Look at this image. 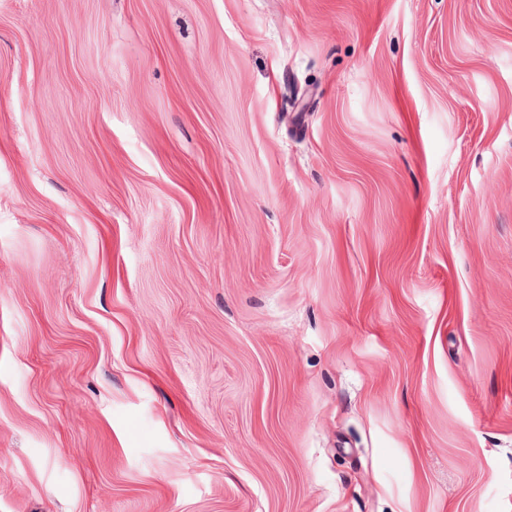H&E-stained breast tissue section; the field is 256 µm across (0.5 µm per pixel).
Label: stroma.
<instances>
[{
  "mask_svg": "<svg viewBox=\"0 0 512 512\" xmlns=\"http://www.w3.org/2000/svg\"><path fill=\"white\" fill-rule=\"evenodd\" d=\"M0 512H512V0H0Z\"/></svg>",
  "mask_w": 512,
  "mask_h": 512,
  "instance_id": "1",
  "label": "stroma"
}]
</instances>
